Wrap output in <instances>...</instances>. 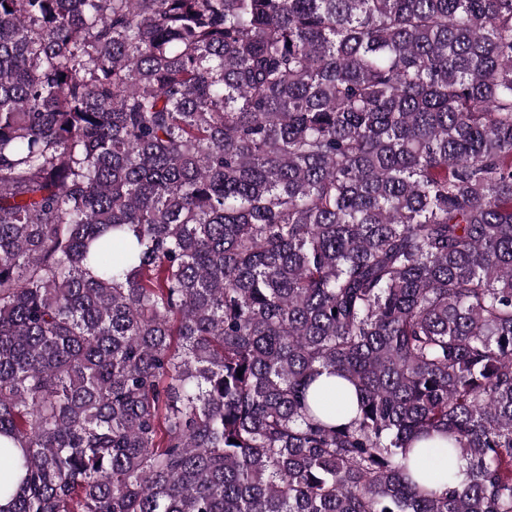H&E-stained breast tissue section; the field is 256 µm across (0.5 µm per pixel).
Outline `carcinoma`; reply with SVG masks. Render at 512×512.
<instances>
[{
    "instance_id": "cac0c4a2",
    "label": "carcinoma",
    "mask_w": 512,
    "mask_h": 512,
    "mask_svg": "<svg viewBox=\"0 0 512 512\" xmlns=\"http://www.w3.org/2000/svg\"><path fill=\"white\" fill-rule=\"evenodd\" d=\"M0 512H512V0H0ZM444 448H448V441L439 436L417 443L411 455L412 460L418 458L416 466L412 467V477L433 488L444 489L448 484V455Z\"/></svg>"
}]
</instances>
